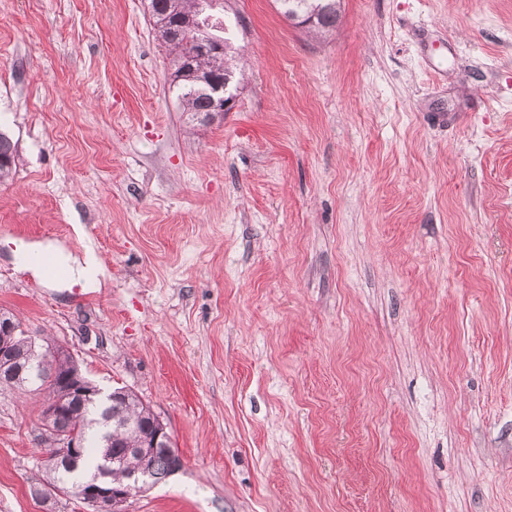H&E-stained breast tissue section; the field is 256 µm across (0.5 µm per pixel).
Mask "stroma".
Instances as JSON below:
<instances>
[{"mask_svg":"<svg viewBox=\"0 0 512 512\" xmlns=\"http://www.w3.org/2000/svg\"><path fill=\"white\" fill-rule=\"evenodd\" d=\"M212 12L245 75L191 116L146 0H0V308L166 425L128 512H512V0ZM56 242L100 288L19 270ZM45 457L0 391V512H86ZM284 16L291 21H302L314 17L309 29L325 30L336 25L340 0H279ZM50 250L56 257L59 264L64 268L67 275L71 278H78L84 281L87 288H99L101 280L105 277V269L101 261L96 256L95 250L91 247L86 248L82 259L73 257L71 253L62 244H49L43 247L40 244L28 247L18 259L21 268L32 269L40 277L43 273L30 263L32 253H40Z\"/></svg>","mask_w":512,"mask_h":512,"instance_id":"1","label":"stroma"}]
</instances>
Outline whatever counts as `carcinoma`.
<instances>
[{"label": "carcinoma", "mask_w": 512, "mask_h": 512, "mask_svg": "<svg viewBox=\"0 0 512 512\" xmlns=\"http://www.w3.org/2000/svg\"><path fill=\"white\" fill-rule=\"evenodd\" d=\"M207 0H148V11L159 39L169 47L170 67L176 70L172 78L183 111L198 114L210 112L213 101L202 83L192 77L195 69L207 70L212 78H221L231 70L228 39L214 33L217 24L208 22L202 4ZM286 18L302 21L314 18L313 30H325L336 25L340 0H279ZM181 29L179 42L168 41L167 29ZM212 36L209 55L201 60L190 54V45L204 34ZM16 147L12 140L0 133V180L9 176L15 165ZM66 359L51 356L44 358L30 370L24 371L26 384L19 385L10 379H0V387L14 389L24 395L43 397L44 408L64 401L62 411L53 418H42V426L52 427L71 434L84 443L83 455L69 463L58 465L47 458L42 463L45 473L43 486L33 488L36 497L47 495L52 488L62 493L76 491L78 485L93 476L101 481L120 485L126 481V473L143 468L149 473V481L160 483L182 462L165 448H149L147 454L138 457L129 449L148 441L152 435L151 418L146 405L131 390L116 388V400L100 399L85 403L80 397H64L56 386V376L69 371Z\"/></svg>", "instance_id": "cac0c4a2"}]
</instances>
